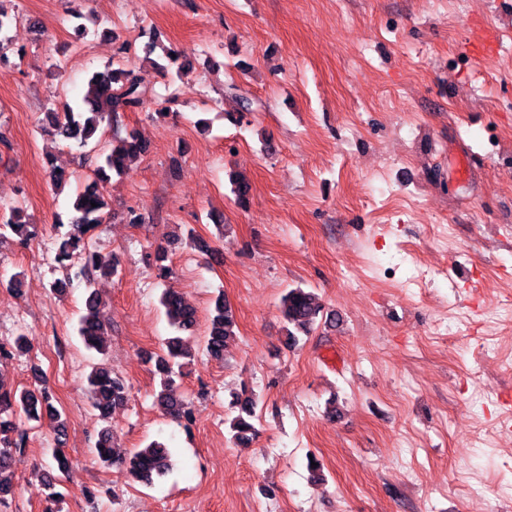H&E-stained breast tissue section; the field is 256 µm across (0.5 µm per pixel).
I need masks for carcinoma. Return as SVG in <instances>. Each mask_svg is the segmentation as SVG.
Masks as SVG:
<instances>
[{"label": "carcinoma", "instance_id": "carcinoma-1", "mask_svg": "<svg viewBox=\"0 0 512 512\" xmlns=\"http://www.w3.org/2000/svg\"><path fill=\"white\" fill-rule=\"evenodd\" d=\"M163 58V63L154 59L151 63L173 78L186 67L185 62L173 57V53L166 49L163 50ZM146 96L147 91L141 87L133 70L119 62L115 68L93 73L88 79V90L84 97L72 105L64 104L60 112L50 110L44 113L42 124L55 135L74 141L80 148L90 146L95 149L101 143L96 138L101 124L120 112H135L143 108ZM148 151V143L132 130L118 139L110 152L101 154L102 163L75 198V215L71 219L73 231L61 239L55 255L56 262L66 269L67 276L80 277L91 288L86 299V312L79 319L77 332L88 348L100 354L104 351L103 337L107 335V326L102 316V301L92 290L91 280L92 272L99 268V262L97 255L88 252L84 236L88 229L102 222L107 206L102 192L103 184L110 181L112 176L121 174L128 163ZM8 231L22 241L34 235L33 225L22 222L21 210L15 206L11 208L9 218H0V238L6 237ZM160 303L170 325L179 335L168 339L166 355L157 362V370L162 375V390L157 396V403L173 419L188 421L191 406L173 395L172 386L176 369L183 368L182 360L192 356L182 334L194 331L196 311L173 291L162 293ZM279 309L284 321L285 344L290 347L299 342V336L309 334L319 317L323 316V306L318 296L301 286L290 288L282 295ZM236 329L232 306L223 298H217L205 338L206 352L214 358L222 357L224 347L237 336ZM87 381L91 405L104 419L128 399L126 382L103 364L92 368ZM258 401L257 395L251 391L236 396L234 407L238 409V414L228 420L230 434L235 441L245 443L257 434L251 419ZM9 412L21 413L35 421L45 418L58 436L64 434L65 428V420L61 411L54 406L53 395L48 388L41 385L33 390L12 392L5 390L4 383L0 381V505L7 502L8 496L13 493L10 468L14 453L23 450L26 444L25 433L3 419V415ZM95 448L102 462L126 466L129 475L138 482L149 484L153 476L162 475L170 468V452L164 444L152 441L126 458L113 448V432L108 427L98 433Z\"/></svg>", "mask_w": 512, "mask_h": 512}]
</instances>
